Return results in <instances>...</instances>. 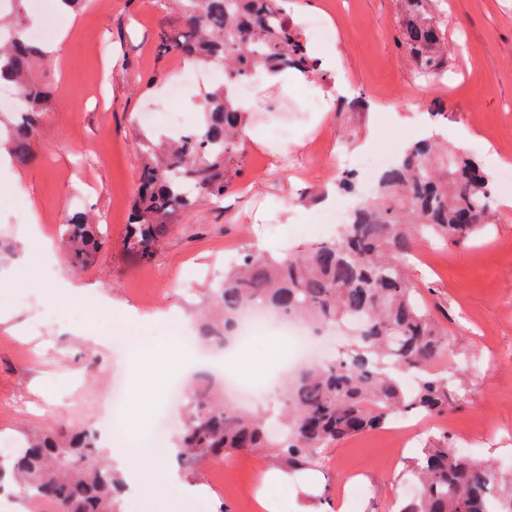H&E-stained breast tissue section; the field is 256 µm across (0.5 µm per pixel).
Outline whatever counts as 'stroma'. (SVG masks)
Returning a JSON list of instances; mask_svg holds the SVG:
<instances>
[{
    "mask_svg": "<svg viewBox=\"0 0 512 512\" xmlns=\"http://www.w3.org/2000/svg\"><path fill=\"white\" fill-rule=\"evenodd\" d=\"M448 39V67L421 73L398 45L403 15L399 0H288L295 25L325 17L328 30L310 32V47H332L336 65L322 78L295 81L284 73L275 87L257 79L245 147L233 165L223 199L181 216L154 259L140 263L128 250V220L139 185L141 138L191 129L204 119L209 86L186 85L177 102L168 87L180 59L161 44L181 26L176 10L156 0H89L72 17L44 0L40 19L67 31L60 54L32 67V81L50 94L31 142L33 159L11 162L0 175V308L12 311L0 324V439L16 441L46 432L89 428L107 436L113 423L128 434L151 428L167 404L170 386L182 378L192 355L183 337L197 318L207 289L219 287L229 263L225 254L259 252L282 257L297 247L335 237L322 199L338 193L343 169L330 163L345 152L360 163L394 160L400 144L426 130L452 142L458 127L471 139L463 153L490 179L512 169V0H439ZM160 115L153 126L141 113ZM287 123L292 140L273 130ZM321 155L304 169L288 166L313 136ZM86 209L99 222L103 248L73 270L61 247L68 214ZM55 245L43 269L90 286L83 299L51 306L41 290L25 284L31 256L24 247L32 218ZM410 260V278L428 305L444 311L448 353L444 373L469 382L467 401L433 418L423 441L448 435L452 448L512 464V207L495 203L485 230L470 243L422 241ZM169 314L174 336L151 347L110 346L94 351L84 342L89 328L108 336L136 337L141 317ZM238 358L259 363L247 379L256 388L252 412L276 419L283 398L269 381L293 358L277 333L242 345ZM125 390V410L113 420L106 404L110 380ZM383 431L368 432L327 448L320 464L288 474L281 512L296 505L331 503L338 512H391L409 497L404 472L420 454L411 449L392 467L383 463ZM170 464L175 484L189 490L193 512H261L256 498L266 471L280 468L274 449L233 451L193 467Z\"/></svg>",
    "mask_w": 512,
    "mask_h": 512,
    "instance_id": "35a3bbf8",
    "label": "stroma"
}]
</instances>
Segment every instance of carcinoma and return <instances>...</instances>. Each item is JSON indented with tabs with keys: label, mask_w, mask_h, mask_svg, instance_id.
<instances>
[{
	"label": "carcinoma",
	"mask_w": 512,
	"mask_h": 512,
	"mask_svg": "<svg viewBox=\"0 0 512 512\" xmlns=\"http://www.w3.org/2000/svg\"><path fill=\"white\" fill-rule=\"evenodd\" d=\"M186 31L165 38V47L196 63L224 68V83L209 94L204 121L166 144H142L137 199L130 216L128 248L143 262L179 216L204 199H221L233 159L245 139L247 112L228 91L229 82L259 70L316 74L317 64L280 0H169ZM434 0H405L408 19L398 44L415 64L440 72L448 59ZM42 45L22 22L0 17V86L11 85L26 100L7 130L8 151L32 160L30 141L49 95L29 81ZM381 190L357 206L354 220L336 239L283 258L247 253L224 275V287L209 293L231 333L242 311L263 306L299 316L318 327L359 324L354 341L332 362L299 372L287 386L283 427L274 432L260 418L206 396L189 403L177 457L194 462L227 450L273 448L290 469L316 464L333 444L385 428L399 414L443 416L463 405L462 382L436 369L448 350L447 333L407 275L417 241L438 238L462 244L487 223L492 190L479 164L433 139L409 146L380 177ZM66 244L83 266L102 247L98 226L84 212L68 219ZM412 375L405 387L400 376ZM407 472L416 497L397 512H512V470L459 454L448 436L423 448ZM15 479L28 496L51 500L60 512H117L122 485L112 466L98 459L96 439L83 429L68 438L44 435L0 455V483Z\"/></svg>",
	"instance_id": "carcinoma-1"
}]
</instances>
